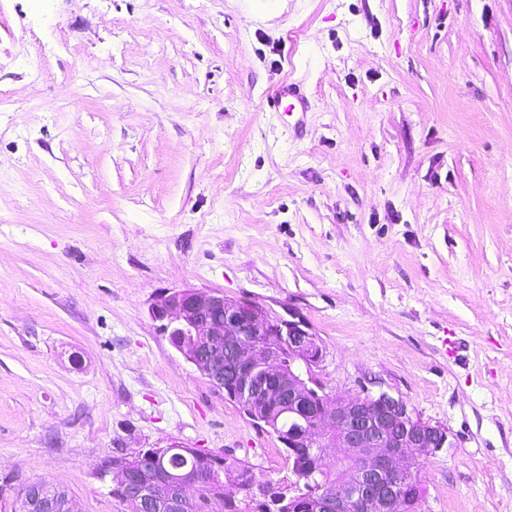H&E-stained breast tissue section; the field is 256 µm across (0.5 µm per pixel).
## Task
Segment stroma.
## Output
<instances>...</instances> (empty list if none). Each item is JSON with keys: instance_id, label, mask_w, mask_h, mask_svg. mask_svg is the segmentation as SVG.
Wrapping results in <instances>:
<instances>
[{"instance_id": "1", "label": "stroma", "mask_w": 512, "mask_h": 512, "mask_svg": "<svg viewBox=\"0 0 512 512\" xmlns=\"http://www.w3.org/2000/svg\"><path fill=\"white\" fill-rule=\"evenodd\" d=\"M185 288L446 428L421 512H512V0H0V512H133L118 449L290 474L152 319ZM275 98L288 101V112H303L306 108L305 98L299 92L297 86L289 81L279 84L274 93ZM21 500L26 502V508L36 512H75L72 497L61 496L55 491V487L48 483H42L35 487L22 484L19 492Z\"/></svg>"}]
</instances>
